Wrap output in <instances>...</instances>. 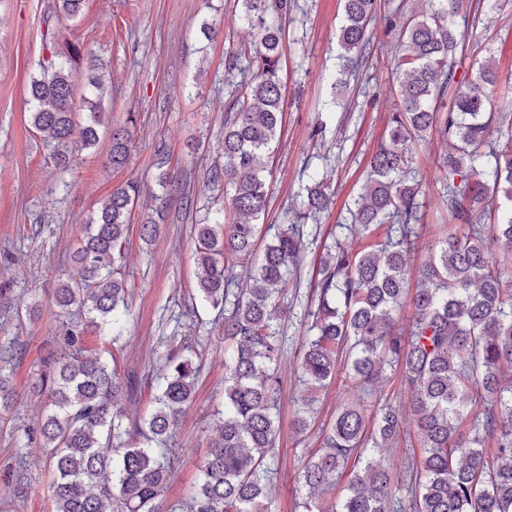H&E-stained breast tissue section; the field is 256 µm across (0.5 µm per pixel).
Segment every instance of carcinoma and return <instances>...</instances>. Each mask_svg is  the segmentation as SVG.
<instances>
[{"label": "carcinoma", "instance_id": "cac0c4a2", "mask_svg": "<svg viewBox=\"0 0 512 512\" xmlns=\"http://www.w3.org/2000/svg\"><path fill=\"white\" fill-rule=\"evenodd\" d=\"M257 27L253 72L232 57L224 82V219L196 225L197 293L224 317V418L201 465L198 488L179 504L165 500L179 457L172 430L192 400L200 365L182 342L163 359L155 406L130 419L122 406L134 390L115 363L127 329L122 266L126 227L142 188L114 189L90 218L72 255L79 278L59 284L51 302L76 318L62 351L44 361L37 387L49 408L34 431L51 449L54 512H271L280 377L278 357L288 281L303 261L305 223L330 208L331 186L310 177L299 207L281 224H259L268 199L267 159L282 114L280 21L294 0H239ZM341 72L354 75L371 56L375 0H341ZM85 0H59L60 13L82 14ZM461 0H421L420 11L385 19L398 34L391 57L398 98L385 141L372 155L349 208L357 234L333 236L320 258L311 324L301 341L300 371L312 396L294 425L311 426L317 392L339 374L345 386L372 395L399 370L409 411L388 403L371 415L344 400L322 448L299 470L302 512H512V134L493 137L511 118L490 110L500 86L491 56L457 74ZM47 57L28 93L30 125L47 136L59 169L97 145L103 110L100 72L83 45L45 35ZM87 104L82 124L77 101ZM437 132L448 223L418 268L413 316L400 327L408 272L419 249L423 191L413 154ZM129 128L112 129L105 167L128 165ZM112 332L111 359L84 337ZM12 357H0V410L13 406ZM415 428L421 455L405 505L381 452Z\"/></svg>", "mask_w": 512, "mask_h": 512}]
</instances>
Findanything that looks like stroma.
Wrapping results in <instances>:
<instances>
[{
  "label": "stroma",
  "mask_w": 512,
  "mask_h": 512,
  "mask_svg": "<svg viewBox=\"0 0 512 512\" xmlns=\"http://www.w3.org/2000/svg\"><path fill=\"white\" fill-rule=\"evenodd\" d=\"M59 0H0V350L11 348L17 402L0 411V512H53V471L49 451L27 439L48 399L35 381L42 356L58 346L62 319L51 304L57 283L77 278L71 255L90 215L113 189L131 179L144 193L133 210L124 250L129 322L118 361L120 376H133L129 416L143 415L157 394V374L170 343L191 339L201 370L191 403L173 435L180 460L165 493L169 502L189 497L199 479L207 443L224 408V337L209 310L188 318L196 298L195 226L224 212V187L211 175L224 166V64L229 55L256 44L257 33L243 21L238 0H86L77 20L58 16ZM417 0H377L373 28L377 49L360 77L350 78L340 104H333L340 0H296L284 21L283 133L270 158V201L264 223H282L288 204L304 193L309 173L330 182L333 202L318 223L306 226V258L288 284V312L279 360L282 375L275 457L273 512H294L300 495L298 472L321 446L323 427L333 422L342 394L330 385L319 394L314 427L297 432L295 412L307 396L299 380L298 352L311 319L323 239L350 221L348 208L363 183L371 156L383 142L392 98L389 62L396 43L385 17L410 11ZM475 16L477 34L465 37L460 70L484 52L499 61L501 76L512 74V0H463ZM217 29L214 40L200 36L202 22ZM79 42L102 58L104 125L98 144L79 154L73 170L53 165L42 138L29 124L28 84L38 69L43 36ZM483 51H473L474 41ZM134 116V148L125 169L104 168L110 127ZM326 119L323 138L310 136ZM164 149L172 177L167 190L156 182L157 149ZM438 135L418 148L424 192L421 239L438 238ZM165 221L152 241L140 225L157 205Z\"/></svg>",
  "instance_id": "stroma-1"
}]
</instances>
